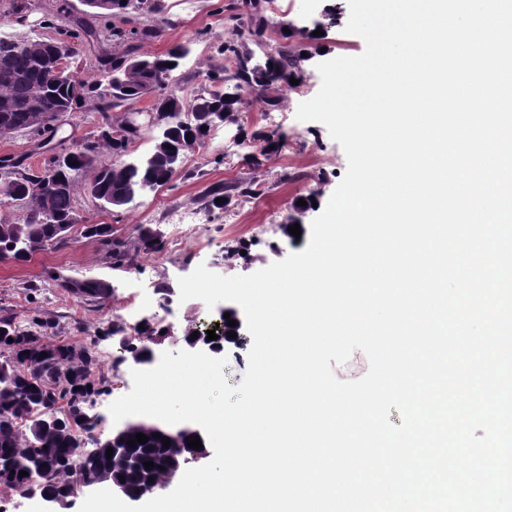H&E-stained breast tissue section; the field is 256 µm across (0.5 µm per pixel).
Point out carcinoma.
<instances>
[{"mask_svg":"<svg viewBox=\"0 0 512 512\" xmlns=\"http://www.w3.org/2000/svg\"><path fill=\"white\" fill-rule=\"evenodd\" d=\"M110 6L96 8L90 2L84 6L88 16L73 20L65 31L70 39H81L93 34L91 20L95 15H108L120 19L128 28L114 27L105 34L108 40L128 43L121 55L107 52L98 59L100 71L110 74L119 66L117 84L103 85L96 79L70 83L67 75L53 80L42 69L47 48L39 38L14 45L0 40V137H7L29 128L36 115L43 124L55 121L60 112H73L85 100L94 108L107 112L124 103L156 95L154 108L176 111L182 108L181 99L165 91L159 73L177 70L181 59L188 53L184 44L172 47L162 56L140 52L141 44L156 38L159 30L153 26H138L141 14H160L162 0H109ZM259 0H241L233 6L237 17H246L247 29L237 31L259 45L268 28ZM221 54L236 65V71L219 76L208 74L207 79L219 87L202 86L194 92L187 120L175 119L162 127L151 150L133 162H119L101 166L97 163L103 152L123 156L127 152L126 139H136L133 132L128 138L117 139L106 130L74 147V164L57 165L50 159L43 169L34 172L25 166L26 157H10L11 170L4 173L0 192L11 200H20L26 211L20 222L0 220V260L24 261L39 251L47 241L59 240L58 227L66 224L75 211L78 193L85 192L101 203L104 211L130 204L142 187L158 188L166 185L175 175L173 166L199 147L211 131L210 116L221 113L224 122L237 121L243 104L242 90L266 91L271 86H291L290 79H300L306 62L312 54L301 56V51L285 43L266 56L264 63L251 64L252 53L242 41L226 40ZM90 171L92 177L79 182L73 171ZM252 183L245 181L213 185L208 189L210 205L228 208L234 199L250 197ZM83 235L102 242L118 266L131 264L139 253L162 250V240L154 231L137 228L133 246L111 237L107 224H86ZM59 286L66 291L98 300L112 297L110 283L102 280L64 279ZM155 332L150 324L138 330V343L126 342V351L135 363L147 361V342L143 335ZM13 342H8V338ZM98 367L95 352L82 344H44L35 334L17 326L14 318H0V488L35 492L49 496L58 503L67 504L73 498L75 483L92 482L95 487L112 483L129 499L150 496L171 482L174 462L184 464L194 449L187 446L184 434L169 437L168 428L148 419H134L123 424L124 438L136 439V434L148 436L144 444H136L131 452L136 465L122 471L106 458V448L92 456L78 453L85 447V436L97 426L87 413L92 396L100 393L105 379L94 378ZM160 434V438L153 434ZM170 447L163 448L165 438ZM153 462L154 468L144 466ZM44 464L43 473L34 471V464ZM163 469H158V466ZM28 475L19 477V472ZM125 481H120V477ZM154 482H149V479Z\"/></svg>","mask_w":512,"mask_h":512,"instance_id":"obj_1","label":"carcinoma"}]
</instances>
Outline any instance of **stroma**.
<instances>
[{
	"label": "stroma",
	"instance_id": "1",
	"mask_svg": "<svg viewBox=\"0 0 512 512\" xmlns=\"http://www.w3.org/2000/svg\"><path fill=\"white\" fill-rule=\"evenodd\" d=\"M231 0H164L158 15L142 16L143 24L158 27L155 39L141 46L142 52L163 54L173 44H190L191 52L169 81L170 89L181 97L206 82V74L221 70L224 57L219 49L225 38L232 36L236 23L228 9ZM337 0H261L263 15L269 27L257 58L273 53L281 40L280 27L292 22L297 27H312L326 6ZM30 10L26 24L11 20L12 0H0V21L10 23L21 37L56 35L67 29L73 17L82 13L80 0H28ZM296 49H312L314 57L307 62L300 84L293 89L273 90L278 98L280 122L266 120V105L260 95L244 92V103L233 124L214 129L205 143L190 153L183 169L165 186L136 199L131 205L105 213L87 195L79 196L77 207L87 223L107 224L115 234L134 238L138 225H146L160 233L163 249L140 255L134 265L115 267L106 247L88 239L80 231L34 253L24 261L0 260V317H14L16 323L28 326L32 318L42 321L36 330L43 340L56 343L81 342L106 354L97 372L106 379L104 393L94 396L91 415L99 417L94 434L106 437L114 427L110 404L129 393L133 387L132 362L123 361L121 338L136 340L137 329L126 326L123 336L113 335L121 308L133 295H146L149 285L171 288L170 301L164 305L147 302L144 315L150 316L156 328L169 330L163 350L185 349L183 330L189 321H219L224 304L207 307L198 299L180 301L176 291L178 280L191 274L198 265L222 276L248 275L285 259L290 253L304 250L309 242V228L326 206L343 178L348 161L339 143L333 140L322 123L297 120L301 102L310 100L321 87L318 63L336 57L361 55L366 44L344 26L325 30L323 36L309 40L296 37ZM125 107L101 113L92 107L67 113L57 132L58 139L69 144L97 135L100 130L121 122ZM278 130L287 138L278 152L264 155L260 145L250 142L255 131ZM247 180L253 182L256 196L245 197L227 209L208 206L204 190L214 183ZM314 197L316 204L298 211L297 201ZM299 217L303 230L299 238L284 236L280 230L291 217ZM247 243L243 255H228L229 247ZM74 279H97L114 285L110 299L97 300L66 292L56 275Z\"/></svg>",
	"mask_w": 512,
	"mask_h": 512
}]
</instances>
